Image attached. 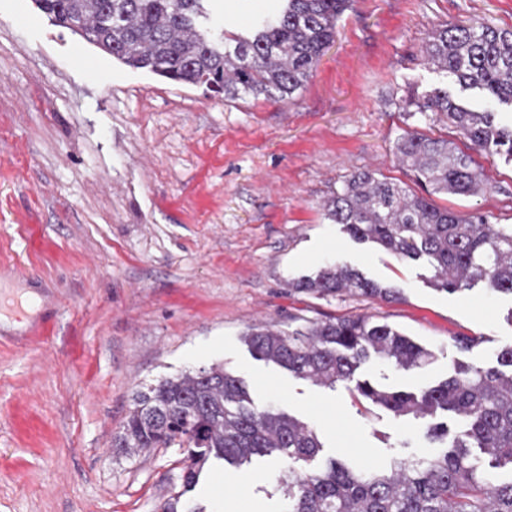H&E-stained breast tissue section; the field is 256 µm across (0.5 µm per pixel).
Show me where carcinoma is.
Listing matches in <instances>:
<instances>
[{
	"label": "carcinoma",
	"instance_id": "cac0c4a2",
	"mask_svg": "<svg viewBox=\"0 0 512 512\" xmlns=\"http://www.w3.org/2000/svg\"><path fill=\"white\" fill-rule=\"evenodd\" d=\"M33 2L53 25L130 68L201 86L226 100L252 95L278 102L304 90L352 0H283L277 11L257 16L246 34L224 27L211 0ZM422 53L428 67L452 76L460 92L478 97L480 106L464 107L446 86L404 100L402 112L419 124L446 117L455 139L404 133L394 154L411 184L354 171L323 202V215L357 240L404 259L427 260L438 291L461 292L483 282L512 296V225L433 202L435 196L487 192L475 155L512 157V126L498 120L503 107L512 108V28L439 24ZM288 287L322 299L395 301L401 295L340 261L291 279ZM245 340L254 358L314 385L352 383L363 398L397 418L432 421L450 411L463 422L451 436L448 427L429 425L430 435L445 443L438 454L360 469L333 461L318 471L288 470L281 478L288 512H512V479H492L471 453L477 448L493 465L512 467L511 345L497 353V366L456 361L446 379L416 394L357 377L371 361L408 372L433 358L424 346L369 316L304 318L286 331L254 325ZM118 445L131 451L185 449L186 488L197 483L211 459L236 466L271 456L309 462L322 448L312 426L278 407L256 406L244 380L221 365L163 378L138 392Z\"/></svg>",
	"mask_w": 512,
	"mask_h": 512
}]
</instances>
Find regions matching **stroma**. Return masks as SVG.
I'll return each instance as SVG.
<instances>
[{
	"mask_svg": "<svg viewBox=\"0 0 512 512\" xmlns=\"http://www.w3.org/2000/svg\"><path fill=\"white\" fill-rule=\"evenodd\" d=\"M281 0H214L228 29ZM512 27V0H354L292 101H234L120 64L52 25L32 0H0V299L46 318L45 336L0 329V512H164L174 497L217 512H282L275 457L211 463L184 491L183 449L129 454L116 435L135 392L221 365L255 403L313 425L316 466L385 464L430 451L426 423L298 379L251 355L247 327L367 314L430 349L423 369L376 362L361 377L419 391L461 360L512 344V297L445 293L422 261L328 223L321 203L357 169L400 180L394 144L414 128L402 98L444 84L421 48L432 25ZM97 60L87 71L78 56ZM481 196L438 206L512 224V163L482 158ZM341 260L400 300L294 294L289 280ZM472 336L460 352L454 337Z\"/></svg>",
	"mask_w": 512,
	"mask_h": 512,
	"instance_id": "35a3bbf8",
	"label": "stroma"
}]
</instances>
